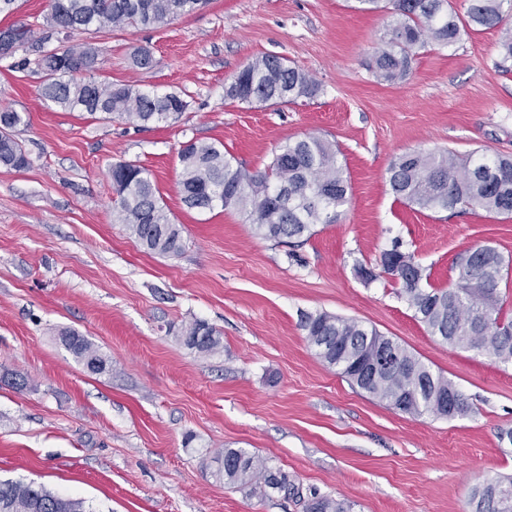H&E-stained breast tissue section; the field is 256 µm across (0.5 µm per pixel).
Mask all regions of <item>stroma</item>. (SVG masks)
Masks as SVG:
<instances>
[{"label":"stroma","mask_w":512,"mask_h":512,"mask_svg":"<svg viewBox=\"0 0 512 512\" xmlns=\"http://www.w3.org/2000/svg\"><path fill=\"white\" fill-rule=\"evenodd\" d=\"M393 22L356 0H209L162 26L87 35L106 55L97 80L192 94L179 121L146 126L63 111L41 98L43 76L24 52L0 60V106L24 113L15 135L31 159L20 171L0 166V478L91 512H304L313 489L351 512H470L476 486L512 476V443L500 437L512 429V366L440 341L399 283L358 272L396 242L436 288L471 248L512 259V218L416 211L388 184L406 151L512 155V60L499 51L512 13L455 45L416 50L407 78L388 84L368 64ZM140 46L152 68L132 64ZM263 54L288 58L321 94L285 106L225 99ZM310 135L335 143L350 192L338 221L300 245L255 235L239 209L183 205V142L223 145L255 171ZM124 161L149 171L182 225L181 255L148 252L113 223L109 169ZM316 312L398 342L469 411L412 418L351 386L308 344L300 318ZM195 320L220 331L217 353L179 341ZM63 329L87 337L110 371L89 373L58 344ZM227 448L287 473L298 495L224 485L211 459Z\"/></svg>","instance_id":"35a3bbf8"}]
</instances>
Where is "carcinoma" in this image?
<instances>
[{"label": "carcinoma", "instance_id": "obj_1", "mask_svg": "<svg viewBox=\"0 0 512 512\" xmlns=\"http://www.w3.org/2000/svg\"><path fill=\"white\" fill-rule=\"evenodd\" d=\"M206 0H50L43 35L31 24L3 28L17 48L34 55L44 73L41 96L68 112H84L100 120L134 119L143 125L178 121L192 104L181 92H143L128 84L95 80L104 57L88 42L45 44L53 35L68 40L75 34L99 33L129 26L157 27L189 15ZM372 9H390L397 16L390 37L376 52L370 69L382 82L397 83L409 74L413 50L430 45L448 47L461 33L495 28L512 0H470L466 16L452 10L448 0H359ZM321 85L284 57L263 55L250 60L224 89V96L241 103H292L311 98ZM25 123L22 113L0 107V165L22 170L31 159L15 137ZM180 193L191 209L211 210L220 205L247 214L255 233L282 240L311 236L314 226L333 224L348 202L349 183L337 161L336 146L320 137L288 141L278 147L262 170L250 171L215 143L188 141L178 153ZM116 193L113 212L140 243L159 255L178 256L185 242L180 225L166 211L146 168L119 162L109 170ZM389 186L396 200L420 210L450 211L471 207L498 216H512V157L459 159L448 150L405 152L391 162ZM379 271L359 268L372 282L382 275L401 284L414 316L430 333L450 345L486 352L512 365V319L503 317L499 291L508 280L512 263L491 245L471 248L456 262L457 276L446 288H434L414 256L399 244L381 254ZM300 324L319 358L337 368L353 385L411 417L441 416L434 404L440 394L458 397L452 416L468 409L464 395L447 378L433 373L413 354L375 329L328 313H304ZM60 345L89 372L107 371L108 361L86 337L71 329L59 332ZM181 342L200 354L221 348L220 333L196 320L181 330ZM390 343L395 361L377 375L356 367L378 356V344ZM214 475L227 484L250 487L268 497L291 491L288 475L272 470L244 448H226L212 457ZM473 512H512V478L493 480L472 492ZM0 512H91L81 499L65 498L42 485L0 479ZM304 512H349L343 501L313 491Z\"/></svg>", "mask_w": 512, "mask_h": 512}]
</instances>
